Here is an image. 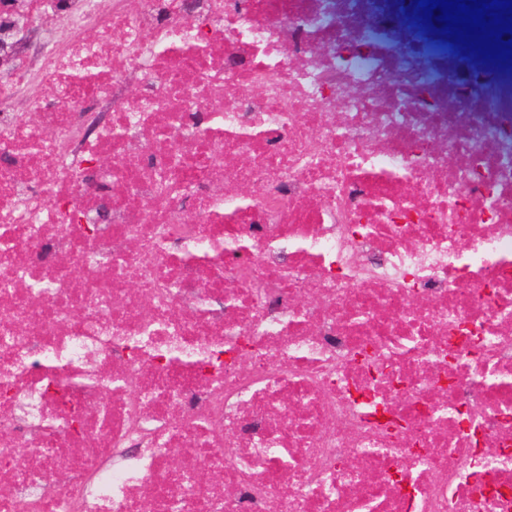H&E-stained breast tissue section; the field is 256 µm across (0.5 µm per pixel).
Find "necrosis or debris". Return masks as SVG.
I'll list each match as a JSON object with an SVG mask.
<instances>
[{
  "instance_id": "necrosis-or-debris-1",
  "label": "necrosis or debris",
  "mask_w": 512,
  "mask_h": 512,
  "mask_svg": "<svg viewBox=\"0 0 512 512\" xmlns=\"http://www.w3.org/2000/svg\"><path fill=\"white\" fill-rule=\"evenodd\" d=\"M406 9L0 0V512H512V67Z\"/></svg>"
}]
</instances>
